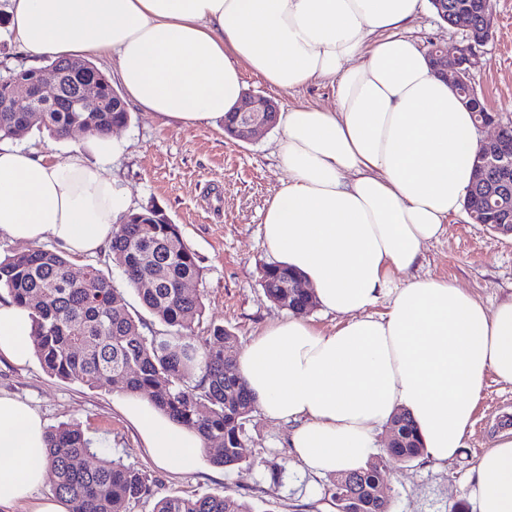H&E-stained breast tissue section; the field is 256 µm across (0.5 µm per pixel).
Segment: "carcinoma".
I'll list each match as a JSON object with an SVG mask.
<instances>
[{
    "label": "carcinoma",
    "mask_w": 512,
    "mask_h": 512,
    "mask_svg": "<svg viewBox=\"0 0 512 512\" xmlns=\"http://www.w3.org/2000/svg\"><path fill=\"white\" fill-rule=\"evenodd\" d=\"M32 75L30 69L0 76V101ZM103 112H0V140H17L33 129L65 139L69 128L82 125L104 135L130 120L123 107L112 110V89L103 88ZM113 264L122 272L142 306L162 325L148 328L128 310L125 289L93 266L76 278L65 257L41 247L18 250L0 259V289L27 308L34 320V353L50 375L89 388L145 394L172 420L201 436L211 462L224 468L243 464L241 448L254 399L236 367L231 347L236 336L222 325H211L200 336L195 325L203 312L201 294L188 293L187 282L202 279L196 253L177 224L155 204L127 214L113 233ZM297 275L275 264L262 268L260 284L266 297L293 314L316 306L313 294L288 295L286 285ZM401 444L387 453L405 461L423 455L410 418L394 415ZM91 442L77 424L47 430L48 463L55 475L56 497L68 512H129L130 505L151 495L149 479L120 460L103 459L89 467ZM342 512H390L391 501L377 492L380 462L337 477ZM155 512H252L227 496H168Z\"/></svg>",
    "instance_id": "1"
}]
</instances>
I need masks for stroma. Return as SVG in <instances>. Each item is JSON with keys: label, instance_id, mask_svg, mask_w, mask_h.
Wrapping results in <instances>:
<instances>
[{"label": "stroma", "instance_id": "35a3bbf8", "mask_svg": "<svg viewBox=\"0 0 512 512\" xmlns=\"http://www.w3.org/2000/svg\"><path fill=\"white\" fill-rule=\"evenodd\" d=\"M493 12V37L483 48L484 62L473 70L471 83L491 111L507 122L512 120V0H493ZM407 36L424 50L434 42L452 50L462 40L459 32L439 21L430 0H423ZM242 81L246 90L274 97L284 112L307 103L335 105L326 82L286 94L274 92L247 70ZM113 135L123 145L119 153L102 158L86 151L85 157L125 190L133 207L155 203L179 224L203 268L198 285L203 325L231 330L241 349L266 326L287 318V311L272 304L260 285L263 266L273 261L262 240L264 210L286 175L278 154L279 128L239 142L225 134L220 121L166 123L135 108L129 125ZM86 141L79 132L57 140L34 130L20 145L62 162L84 149ZM415 273L450 280L485 304H496L512 295V238L470 223L466 212H459L449 218L439 239L425 247ZM0 393L35 407L47 427L80 424L100 455L121 458L143 471L153 494L133 504L131 512H153L157 499L165 496L206 494L246 503L252 512H336L324 497L328 478L311 477L295 462L288 425L260 413H252L247 425L246 468H224L205 457L196 470L175 473L151 460L121 410V393L60 380L35 359L18 367L2 358ZM507 430H512V385L490 374L457 458L442 464L424 457L401 462L377 452L390 489L391 512H457L467 499L477 457Z\"/></svg>", "mask_w": 512, "mask_h": 512}]
</instances>
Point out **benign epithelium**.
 Wrapping results in <instances>:
<instances>
[{"instance_id":"7a95c632","label":"benign epithelium","mask_w":512,"mask_h":512,"mask_svg":"<svg viewBox=\"0 0 512 512\" xmlns=\"http://www.w3.org/2000/svg\"><path fill=\"white\" fill-rule=\"evenodd\" d=\"M452 28L464 34V44H460L451 54L437 45L432 52V64L437 75L468 103L476 94L470 81L472 70L483 64L482 48L487 44V35L494 27L492 0H486L481 27L474 26L468 12L452 15ZM75 72L86 74L88 78L71 87L65 83V74ZM106 78L98 68L86 61H56L49 67L34 72L33 79L19 85L12 100L0 103V110L12 112L19 105L26 112H51L56 104H65L71 112H95V103L100 97ZM280 116L276 101L253 92L243 94L240 103L224 118V129L232 139L240 142L253 140L260 132L274 127ZM478 127H491L494 132L480 140L485 150L484 165L496 171L492 190L472 202L469 215L476 210L488 211L495 207L503 213L502 223L494 225V232L512 237V212L500 206V198L507 196L512 183V147L502 140V122L497 119L483 120Z\"/></svg>"}]
</instances>
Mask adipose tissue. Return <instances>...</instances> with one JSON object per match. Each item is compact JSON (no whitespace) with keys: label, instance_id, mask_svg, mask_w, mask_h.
Instances as JSON below:
<instances>
[{"label":"adipose tissue","instance_id":"adipose-tissue-1","mask_svg":"<svg viewBox=\"0 0 512 512\" xmlns=\"http://www.w3.org/2000/svg\"><path fill=\"white\" fill-rule=\"evenodd\" d=\"M421 0H9L10 34L36 58L111 54L129 104L164 120L210 124L242 95V70L292 93L323 80L335 108L281 118L286 176L263 220L276 264L299 273L333 330L291 317L267 326L237 370L267 419L290 424L301 469L366 467L380 429L408 414L424 455L464 446L486 375L512 385V298L489 307L453 283L420 278L425 244L468 195L473 116L403 35ZM131 209L82 153L37 157L0 142V237L53 239L97 254ZM27 309L0 301V356L34 352ZM123 412L152 460L195 469L203 444L148 400ZM48 471L45 422L0 394V512L31 501ZM471 512H512V436L473 467ZM30 512H66L57 500Z\"/></svg>","mask_w":512,"mask_h":512}]
</instances>
